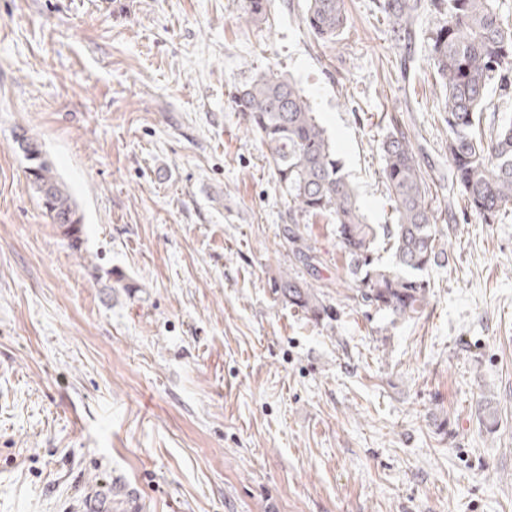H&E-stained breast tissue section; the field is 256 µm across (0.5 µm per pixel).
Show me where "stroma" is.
<instances>
[{"label": "stroma", "mask_w": 512, "mask_h": 512, "mask_svg": "<svg viewBox=\"0 0 512 512\" xmlns=\"http://www.w3.org/2000/svg\"><path fill=\"white\" fill-rule=\"evenodd\" d=\"M306 0H0V512H512V218L449 208L432 16L403 55L374 0L322 43ZM295 79L371 224L378 144L412 135L448 262L413 320L359 304L326 217L282 233L269 151L230 94ZM82 217L79 249L27 178L22 136ZM317 286L314 321L273 288ZM493 398L499 422L478 421Z\"/></svg>", "instance_id": "stroma-1"}]
</instances>
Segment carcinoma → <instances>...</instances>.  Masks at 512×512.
I'll use <instances>...</instances> for the list:
<instances>
[{
  "label": "carcinoma",
  "mask_w": 512,
  "mask_h": 512,
  "mask_svg": "<svg viewBox=\"0 0 512 512\" xmlns=\"http://www.w3.org/2000/svg\"><path fill=\"white\" fill-rule=\"evenodd\" d=\"M271 0H243L248 23L265 20ZM391 39L403 45L424 14L434 16L430 64L442 94L441 111L448 126V163L456 187L482 224H498L512 214V122L481 127L483 114L512 103V16L500 0H377ZM303 22L318 40L336 42L346 28L344 0H307ZM234 111L267 145L279 187L288 196L289 219L283 238L308 265L312 247H302L299 219L328 216L347 261L352 290L366 306L393 319L417 318L428 304L430 283L423 273L445 256L439 245L428 188L416 162L410 134L390 118L392 130L380 142L383 176L394 216L392 224H369L343 173L324 128L302 90L274 67H267L232 96ZM28 178L36 190L49 192L46 211L71 247L80 242L82 218L71 194L47 161L28 157ZM388 240L392 258L375 257L379 236ZM288 305L318 320L329 316L312 283L291 276L274 281ZM492 431L498 414L490 399L479 408Z\"/></svg>",
  "instance_id": "carcinoma-1"
}]
</instances>
